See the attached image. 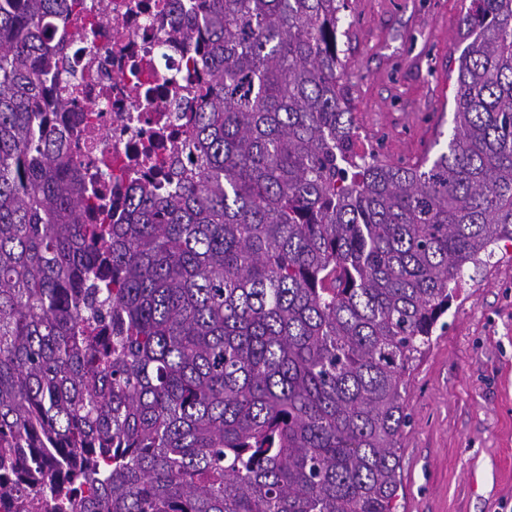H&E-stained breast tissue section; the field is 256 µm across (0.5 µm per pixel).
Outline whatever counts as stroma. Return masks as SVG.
Returning <instances> with one entry per match:
<instances>
[{"instance_id":"35a3bbf8","label":"stroma","mask_w":512,"mask_h":512,"mask_svg":"<svg viewBox=\"0 0 512 512\" xmlns=\"http://www.w3.org/2000/svg\"><path fill=\"white\" fill-rule=\"evenodd\" d=\"M341 38L342 82L357 122L387 112L382 145L358 140L357 152L389 160L433 157L453 133V74L463 49L462 0H349ZM437 8L449 41L434 44L422 12ZM435 102L429 139H409L394 101ZM460 296L436 329L408 383L410 423L403 438L399 512H512V246L485 264L465 266Z\"/></svg>"}]
</instances>
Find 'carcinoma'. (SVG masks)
Masks as SVG:
<instances>
[{"label":"carcinoma","mask_w":512,"mask_h":512,"mask_svg":"<svg viewBox=\"0 0 512 512\" xmlns=\"http://www.w3.org/2000/svg\"><path fill=\"white\" fill-rule=\"evenodd\" d=\"M348 0H202L169 191L93 202L55 83L84 0H0V503L398 512L406 391L464 265L512 243V0H470L453 135L353 149Z\"/></svg>","instance_id":"cac0c4a2"}]
</instances>
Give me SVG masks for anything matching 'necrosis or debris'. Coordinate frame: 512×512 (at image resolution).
I'll return each instance as SVG.
<instances>
[{"mask_svg":"<svg viewBox=\"0 0 512 512\" xmlns=\"http://www.w3.org/2000/svg\"><path fill=\"white\" fill-rule=\"evenodd\" d=\"M173 0H112L111 17L88 10L65 47L60 89H72L80 113L84 179L109 199L144 169L145 155H165L191 126L183 99L184 58L170 46L166 20Z\"/></svg>","mask_w":512,"mask_h":512,"instance_id":"1","label":"necrosis or debris"}]
</instances>
